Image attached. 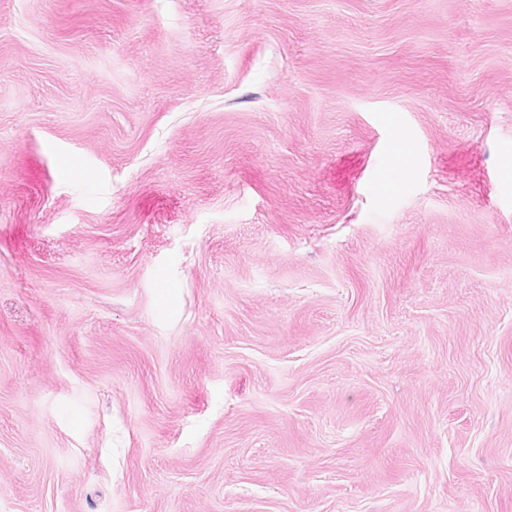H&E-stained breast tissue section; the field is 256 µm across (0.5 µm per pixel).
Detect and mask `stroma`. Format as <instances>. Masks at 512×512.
<instances>
[{
  "label": "stroma",
  "instance_id": "obj_1",
  "mask_svg": "<svg viewBox=\"0 0 512 512\" xmlns=\"http://www.w3.org/2000/svg\"><path fill=\"white\" fill-rule=\"evenodd\" d=\"M0 512H512V0H0Z\"/></svg>",
  "mask_w": 512,
  "mask_h": 512
}]
</instances>
